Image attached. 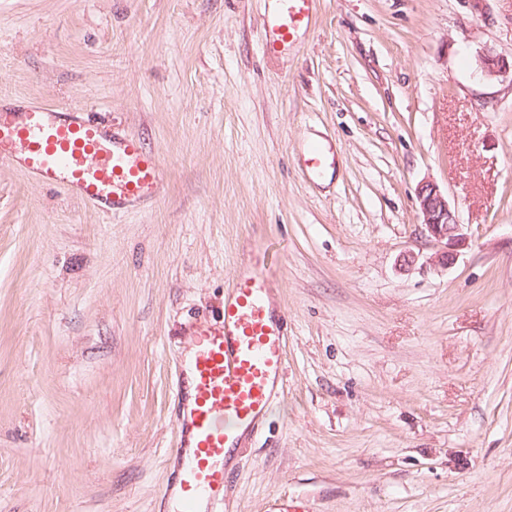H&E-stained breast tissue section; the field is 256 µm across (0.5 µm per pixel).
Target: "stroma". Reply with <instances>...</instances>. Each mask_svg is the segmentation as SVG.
Returning <instances> with one entry per match:
<instances>
[{
  "label": "stroma",
  "instance_id": "35a3bbf8",
  "mask_svg": "<svg viewBox=\"0 0 512 512\" xmlns=\"http://www.w3.org/2000/svg\"><path fill=\"white\" fill-rule=\"evenodd\" d=\"M269 10L0 0V101L83 109L167 169L108 220L0 165V512H178L176 369L259 251L287 380L231 512H512V78L477 63L512 62V0H316L277 53ZM426 180L469 235L448 269ZM481 71L488 77L500 76L510 70L512 72V62L508 66L503 58L494 54L491 49H484L478 55ZM335 159V153L331 146L324 143H315L308 150L305 164L311 172L320 174L333 165Z\"/></svg>",
  "mask_w": 512,
  "mask_h": 512
}]
</instances>
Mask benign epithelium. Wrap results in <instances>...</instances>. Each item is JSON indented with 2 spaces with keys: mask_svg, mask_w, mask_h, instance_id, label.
Masks as SVG:
<instances>
[{
  "mask_svg": "<svg viewBox=\"0 0 512 512\" xmlns=\"http://www.w3.org/2000/svg\"><path fill=\"white\" fill-rule=\"evenodd\" d=\"M479 63L481 71L488 77L512 71V64H506L503 58L487 48L480 52ZM417 198L419 219L427 237L440 246L436 263L448 268L455 263L459 250L468 240L465 227L460 222L459 212L448 202V196L441 191L438 184L432 180L419 184Z\"/></svg>",
  "mask_w": 512,
  "mask_h": 512,
  "instance_id": "7a95c632",
  "label": "benign epithelium"
}]
</instances>
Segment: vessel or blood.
<instances>
[{"mask_svg":"<svg viewBox=\"0 0 512 512\" xmlns=\"http://www.w3.org/2000/svg\"><path fill=\"white\" fill-rule=\"evenodd\" d=\"M315 3L272 0L267 51L294 40L310 23ZM334 162L331 146L316 143L305 164L319 174ZM0 164L22 169L47 185H64L71 196L108 217L156 200L165 178L159 157L138 138L90 122L74 107H0ZM270 277L267 269L239 277L214 326L195 336L194 355L186 365L190 403L177 417L183 512H197L201 497L213 501L223 496L227 457L237 443L234 426L253 425L284 378L287 319L271 309Z\"/></svg>","mask_w":512,"mask_h":512,"instance_id":"vessel-or-blood-1","label":"vessel or blood"}]
</instances>
